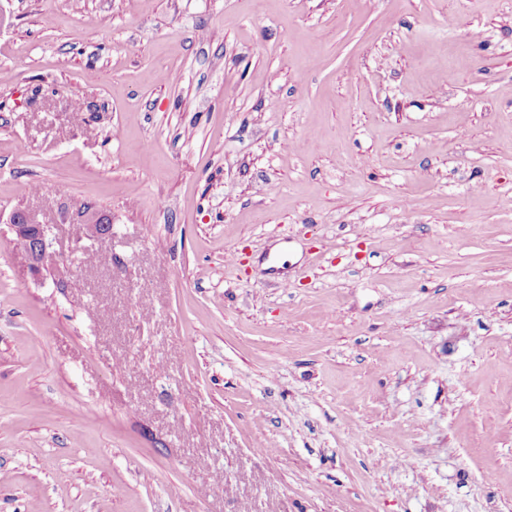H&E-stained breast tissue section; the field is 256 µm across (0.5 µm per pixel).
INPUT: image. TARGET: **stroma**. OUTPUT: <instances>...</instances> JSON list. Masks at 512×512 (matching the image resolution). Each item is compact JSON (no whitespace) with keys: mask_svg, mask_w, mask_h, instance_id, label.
<instances>
[{"mask_svg":"<svg viewBox=\"0 0 512 512\" xmlns=\"http://www.w3.org/2000/svg\"><path fill=\"white\" fill-rule=\"evenodd\" d=\"M0 13V512H512V0ZM10 226L16 243L20 245L25 265L33 275H39L51 257L48 249L53 224H44L30 214L16 212L10 219Z\"/></svg>","mask_w":512,"mask_h":512,"instance_id":"35a3bbf8","label":"stroma"}]
</instances>
